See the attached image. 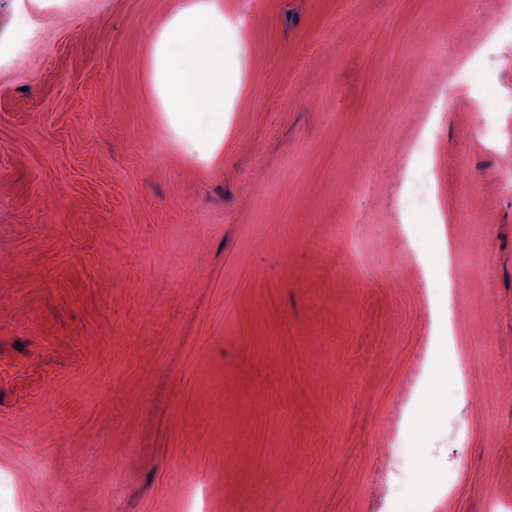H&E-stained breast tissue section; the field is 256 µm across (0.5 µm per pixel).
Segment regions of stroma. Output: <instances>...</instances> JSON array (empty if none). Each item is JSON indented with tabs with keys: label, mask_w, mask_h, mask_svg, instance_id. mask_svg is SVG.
Wrapping results in <instances>:
<instances>
[{
	"label": "stroma",
	"mask_w": 512,
	"mask_h": 512,
	"mask_svg": "<svg viewBox=\"0 0 512 512\" xmlns=\"http://www.w3.org/2000/svg\"><path fill=\"white\" fill-rule=\"evenodd\" d=\"M164 4L0 0V512H512V0H224L220 126ZM433 350L437 364L429 381V403L448 386V381L453 380L456 376L455 366L448 364V325L446 331L442 330L434 336Z\"/></svg>",
	"instance_id": "1"
}]
</instances>
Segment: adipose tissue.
Returning <instances> with one entry per match:
<instances>
[{"mask_svg": "<svg viewBox=\"0 0 512 512\" xmlns=\"http://www.w3.org/2000/svg\"><path fill=\"white\" fill-rule=\"evenodd\" d=\"M155 57L168 107L189 116L223 111L224 87L233 78L224 66L223 0H174Z\"/></svg>", "mask_w": 512, "mask_h": 512, "instance_id": "obj_1", "label": "adipose tissue"}]
</instances>
